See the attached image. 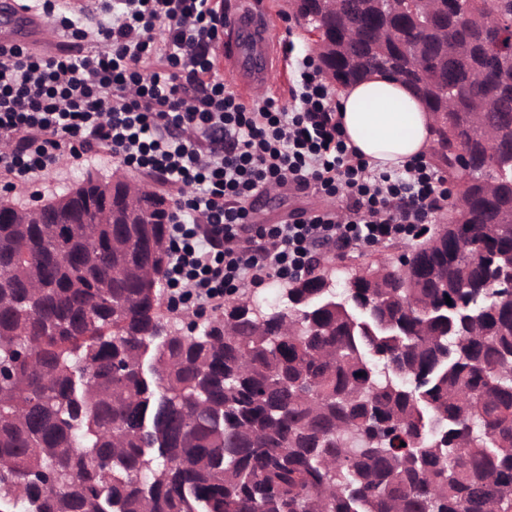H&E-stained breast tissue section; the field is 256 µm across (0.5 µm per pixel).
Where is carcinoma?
Instances as JSON below:
<instances>
[{
  "mask_svg": "<svg viewBox=\"0 0 512 512\" xmlns=\"http://www.w3.org/2000/svg\"><path fill=\"white\" fill-rule=\"evenodd\" d=\"M389 7L338 0L407 38L326 65L345 86L385 72L443 113L459 204L340 289L321 270L186 328L162 308L167 250L155 287L142 273L164 195L143 194L153 224L120 223L90 173L57 224L0 201V512H512V224L494 223L512 172L491 194L479 171L484 132L512 147V63L449 7L425 33ZM442 43L465 86L447 106L409 63Z\"/></svg>",
  "mask_w": 512,
  "mask_h": 512,
  "instance_id": "cac0c4a2",
  "label": "carcinoma"
}]
</instances>
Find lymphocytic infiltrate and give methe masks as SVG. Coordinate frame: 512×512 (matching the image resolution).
<instances>
[{
  "mask_svg": "<svg viewBox=\"0 0 512 512\" xmlns=\"http://www.w3.org/2000/svg\"><path fill=\"white\" fill-rule=\"evenodd\" d=\"M85 37L93 49L81 56L0 47V138L10 143L0 150V175L35 178L66 144L75 157L107 149L180 188L169 213L168 270L179 302L214 310L241 285L305 275L316 245L411 235L448 195L421 163L370 171L345 143L312 58L301 63L294 109L271 97L248 105L226 91L212 76L211 0H122L121 21ZM154 58L164 68L146 72ZM272 184L345 189L346 223L328 213L252 222L247 200Z\"/></svg>",
  "mask_w": 512,
  "mask_h": 512,
  "instance_id": "obj_1",
  "label": "lymphocytic infiltrate"
}]
</instances>
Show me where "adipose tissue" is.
<instances>
[{"label": "adipose tissue", "mask_w": 512, "mask_h": 512, "mask_svg": "<svg viewBox=\"0 0 512 512\" xmlns=\"http://www.w3.org/2000/svg\"><path fill=\"white\" fill-rule=\"evenodd\" d=\"M336 112L346 144L374 169H401L431 151V113L388 74L375 72L351 85L340 94Z\"/></svg>", "instance_id": "adipose-tissue-1"}]
</instances>
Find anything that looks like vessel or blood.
Listing matches in <instances>:
<instances>
[{
    "mask_svg": "<svg viewBox=\"0 0 512 512\" xmlns=\"http://www.w3.org/2000/svg\"><path fill=\"white\" fill-rule=\"evenodd\" d=\"M0 17L20 22L19 27L0 33L4 45H23L25 36L42 30L39 14L21 9L15 2L1 10ZM269 30L268 13L260 0H239L220 38L218 58L235 77L240 92L249 93L268 83L277 63V47Z\"/></svg>",
    "mask_w": 512,
    "mask_h": 512,
    "instance_id": "1",
    "label": "vessel or blood"
}]
</instances>
